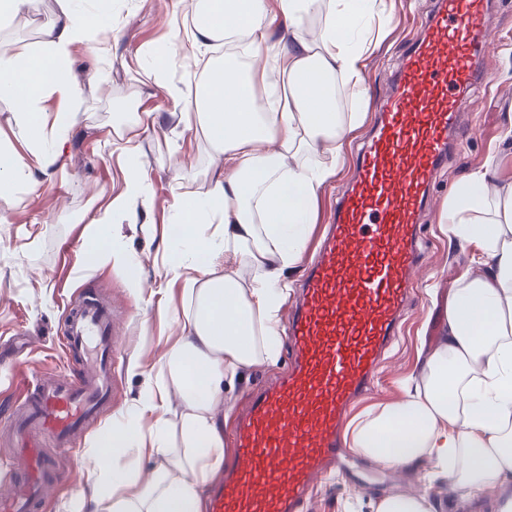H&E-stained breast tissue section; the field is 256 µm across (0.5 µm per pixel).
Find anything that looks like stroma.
<instances>
[{
	"label": "stroma",
	"mask_w": 512,
	"mask_h": 512,
	"mask_svg": "<svg viewBox=\"0 0 512 512\" xmlns=\"http://www.w3.org/2000/svg\"><path fill=\"white\" fill-rule=\"evenodd\" d=\"M86 15L104 13L112 23V45L98 41L78 45L68 62L79 97V120L64 146V167L36 174L32 185L0 199V404L22 375L54 372L64 364L57 331L71 300L85 290L110 297L117 323V388L101 415L81 437V456L66 460L70 478L53 491L45 512H67L88 485L98 437L122 424L135 399L155 382L161 358L176 331L175 317L187 301L185 281L176 265L195 254L194 239H179L169 224L170 209L180 195L204 191L216 152L205 134L185 128L172 116L170 93L193 97L214 53L192 51V26L186 0H74ZM435 0H386V24L365 61L367 102L344 97L342 111L358 113L337 174L325 186L317 219L303 257L311 259L330 208L354 174L356 156L367 136L371 116L389 91L394 69ZM58 10L57 0H41L37 10L0 26V50L33 49L43 25ZM487 24L499 52H486L480 67L488 75L459 105L456 148L442 165L433 198L422 216L423 277L406 302L402 330L388 346L371 391L352 411L360 417L400 392L404 377L417 371L419 355L436 336L448 297L470 266L467 251L451 244L437 222L440 205L456 180L495 156L496 174L512 178V156L497 151L506 113H512V0H490ZM165 48L163 70L143 58ZM159 113L164 130L131 135L138 113ZM128 151H120V144ZM138 171L144 185L139 199L107 224L84 222V214H101L124 186L128 172ZM117 247L127 256L122 267L103 262L101 251ZM135 278L151 280L137 293ZM436 295H429L428 284ZM368 485L348 483L336 471L319 479L305 512H373L375 498L393 493L402 476L371 467Z\"/></svg>",
	"instance_id": "obj_1"
}]
</instances>
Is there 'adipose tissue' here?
Masks as SVG:
<instances>
[{"instance_id": "1", "label": "adipose tissue", "mask_w": 512, "mask_h": 512, "mask_svg": "<svg viewBox=\"0 0 512 512\" xmlns=\"http://www.w3.org/2000/svg\"><path fill=\"white\" fill-rule=\"evenodd\" d=\"M71 2L58 0L38 49L0 52V98L31 137L28 155L0 149V197L30 183L34 170L55 167L78 120L73 110L46 112L44 96L73 46L107 20L75 13ZM382 2L203 0L188 34L193 46L206 50L242 32L254 51L243 68L212 64L193 100L174 102L180 117H203L222 160L204 193L175 206L176 223L210 239L186 278L192 314L127 422L101 436L90 490L70 512H202V491L228 454L221 420L233 405L224 388L280 356V311L352 128L336 109L334 82L364 97L370 44L360 31L380 17ZM323 5L329 20L319 36L296 32ZM271 15L283 18L290 38L269 62L255 48L268 38ZM274 74L288 92L270 109L263 92ZM322 151L330 163L310 164ZM438 221L470 248L475 270L451 293L441 334L403 395L355 423L352 447L392 470L432 465L434 478L472 498L500 491L497 512H512V180L498 179L488 162L465 172ZM145 456L157 466L144 482L135 465Z\"/></svg>"}]
</instances>
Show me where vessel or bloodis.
<instances>
[{"mask_svg":"<svg viewBox=\"0 0 512 512\" xmlns=\"http://www.w3.org/2000/svg\"><path fill=\"white\" fill-rule=\"evenodd\" d=\"M487 11L488 0H438L395 73L292 306V363L246 407L208 512H302L311 484L339 460L347 413L369 390L410 293L421 213L453 147L458 104L484 77L476 57ZM115 335L111 304L82 295L59 330L63 372L17 385L20 409L0 415V439L21 476L0 493V512H38L66 482L54 451L72 447L111 397Z\"/></svg>","mask_w":512,"mask_h":512,"instance_id":"vessel-or-blood-1","label":"vessel or blood"}]
</instances>
